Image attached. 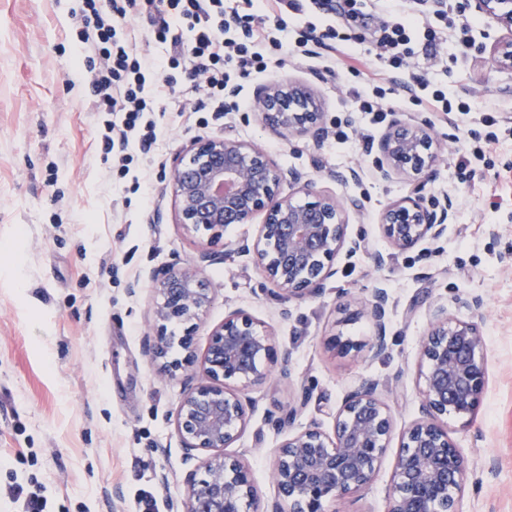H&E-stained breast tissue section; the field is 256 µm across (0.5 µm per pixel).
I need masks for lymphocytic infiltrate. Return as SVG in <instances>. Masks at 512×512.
Segmentation results:
<instances>
[{
  "instance_id": "lymphocytic-infiltrate-1",
  "label": "lymphocytic infiltrate",
  "mask_w": 512,
  "mask_h": 512,
  "mask_svg": "<svg viewBox=\"0 0 512 512\" xmlns=\"http://www.w3.org/2000/svg\"><path fill=\"white\" fill-rule=\"evenodd\" d=\"M436 2L437 9L428 16L410 14L402 0H385L381 6L376 0H312L316 7L332 10L333 20L306 22L291 35L283 16L303 12L302 0H244L240 8L226 0H81L78 35L90 50L93 108L106 115L99 131L103 149L114 154L118 173L127 175L135 156L130 143H138L145 155L157 141L150 114L159 103L173 101L178 112V96L194 93L203 96V111L221 113L228 86L266 72L269 65L281 68L294 59H313L324 69H334L339 57L352 52L349 23L379 6L385 15L374 31L373 48L381 66L352 96L359 111L383 122L385 87L408 69L415 53L435 60L444 35H452L461 46L470 39L469 26L455 22L448 0ZM133 15L145 19L153 39L165 45L164 58L140 49V30L129 22ZM403 88L432 112L471 109L470 103L450 100L417 76Z\"/></svg>"
}]
</instances>
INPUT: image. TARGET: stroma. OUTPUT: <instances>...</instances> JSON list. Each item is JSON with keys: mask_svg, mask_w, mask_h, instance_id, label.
<instances>
[{"mask_svg": "<svg viewBox=\"0 0 512 512\" xmlns=\"http://www.w3.org/2000/svg\"><path fill=\"white\" fill-rule=\"evenodd\" d=\"M78 0H0V512H23L15 486L47 500V512H139L144 495L158 512H183L181 493L205 451L186 455L175 429L181 379L165 376L147 352L156 301L152 278L174 262L198 260L202 238L175 223L168 187L172 162L193 138L222 134L253 142L286 168L315 181V189L361 209L348 233L368 252L339 253L337 273L313 299L281 301L268 290L251 257L204 264L212 302L193 329L204 352L225 313L241 309L272 326L280 367L248 388L256 401L247 428L230 448L244 456L260 501L276 494L272 451L285 432L269 415L311 400L295 429L332 432L344 397L365 377L386 382L383 393L397 429L418 416L423 381L419 340L428 307L448 305L467 319L456 296L482 297L488 384L473 421L448 419V433L466 458L461 512H512V72L489 59L500 36L471 16V42L444 43L440 62L416 56L410 72L449 98L476 104L452 116L428 112L403 93L388 98L390 113L431 122L443 146L424 194L451 198L454 214L438 242L394 252L376 269L369 253L388 243L381 209L407 195L403 179L383 181L374 157L385 124L357 111L349 90L366 74L316 70L305 62L281 73L313 86L326 113L322 141L273 135L253 114L264 82L243 78L240 110L216 118L199 111L156 112L158 140L148 155L152 198L133 177L114 178L112 157L96 141V117L79 61ZM347 122L348 136L335 137ZM494 140L491 154L460 171L455 157L467 145ZM356 178H349V171ZM496 236H488L487 226ZM389 297L387 353L341 355L332 337L370 341L368 318L347 321L354 298L372 288ZM399 438H392L374 481L332 502V512H387Z\"/></svg>", "mask_w": 512, "mask_h": 512, "instance_id": "stroma-1", "label": "stroma"}]
</instances>
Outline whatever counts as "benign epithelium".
I'll list each match as a JSON object with an SVG mask.
<instances>
[{
	"instance_id": "obj_1",
	"label": "benign epithelium",
	"mask_w": 512,
	"mask_h": 512,
	"mask_svg": "<svg viewBox=\"0 0 512 512\" xmlns=\"http://www.w3.org/2000/svg\"><path fill=\"white\" fill-rule=\"evenodd\" d=\"M464 8L490 20L502 32L493 48L496 67L512 71V0H464ZM255 116L285 141L320 134L325 112L315 90L287 78L261 85ZM441 148L432 124L394 117L377 143L374 167L388 181L430 178ZM299 186L306 200L282 192ZM177 223L206 236L200 260L172 264L154 277L155 338L152 357L174 377L194 362L191 336L212 301L203 263L250 255L262 277L283 299H312L336 274L340 251L367 250L362 235H347L346 208L334 196L316 195L302 174L287 170L265 149L249 141L214 135L194 139L174 159L168 181ZM262 218L250 241L230 246L224 230ZM453 202H428L422 188L389 203L379 228L390 246L407 251L448 233ZM385 289H373L349 318L368 317L374 328L369 350L388 349ZM430 329L420 340L423 379L419 417L401 434L388 512H460L467 462L448 435L443 418L471 417L486 383L484 335L478 323L454 317L448 306L429 308ZM184 326L180 337L170 327ZM333 348L348 355L364 345L336 336ZM277 364L273 332L243 311H231L216 326L201 361V374L186 378L175 426L187 455L208 450L203 476L190 475L184 487L185 512H329L327 503L372 483L395 430L394 415L382 397L383 385L363 379L336 412L333 435L317 427L300 430L273 450L277 494L256 507L249 468L225 452L249 424L255 402L242 387L267 382Z\"/></svg>"
}]
</instances>
